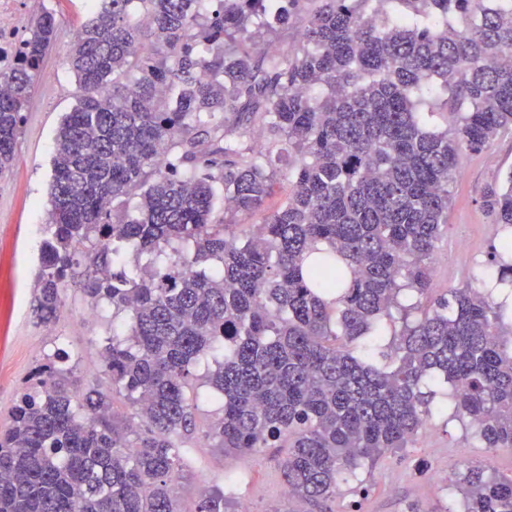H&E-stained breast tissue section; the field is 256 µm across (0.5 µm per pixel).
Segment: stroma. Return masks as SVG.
Segmentation results:
<instances>
[{
	"mask_svg": "<svg viewBox=\"0 0 512 512\" xmlns=\"http://www.w3.org/2000/svg\"><path fill=\"white\" fill-rule=\"evenodd\" d=\"M21 13L33 19L53 13L56 40L44 57L42 74L23 114L16 163L0 177V427L32 370L56 347L71 356L79 388L102 382L99 353L112 334V311L92 308L78 288L81 270L68 274L63 304L50 324L32 314L33 287L40 269L38 246L46 235L51 157L56 128L76 103L78 87L68 69V53L80 25L95 13L99 0H21ZM512 171V129L501 132L489 150L468 156L451 188L448 223L435 243L432 264L437 293L465 284L480 286L496 276L489 264L499 225L481 209L485 189ZM285 451L269 448L259 457L227 456L201 442L189 443L180 481L183 506L193 512L201 486L224 490V512H409L430 506L447 512L460 494L456 482L467 466L485 465L512 472V452L481 448L458 421L437 416L412 447L386 453L357 472L360 486L342 485L335 499L310 509L288 499L279 461ZM241 480L226 488L224 474Z\"/></svg>",
	"mask_w": 512,
	"mask_h": 512,
	"instance_id": "35a3bbf8",
	"label": "stroma"
}]
</instances>
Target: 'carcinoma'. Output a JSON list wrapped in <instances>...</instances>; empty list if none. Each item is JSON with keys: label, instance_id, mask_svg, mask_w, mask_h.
<instances>
[{"label": "carcinoma", "instance_id": "carcinoma-1", "mask_svg": "<svg viewBox=\"0 0 512 512\" xmlns=\"http://www.w3.org/2000/svg\"><path fill=\"white\" fill-rule=\"evenodd\" d=\"M202 2L102 0L70 49L33 312L55 319L82 266L84 296L127 320L100 354L111 387H75L63 349L32 371L0 430V512H181L191 440L287 449L288 496L317 507L416 440L440 382L438 411L512 450V307L435 294L431 266L461 158L512 128V0ZM296 22L286 55L245 44ZM54 32L40 14L0 71V176ZM221 201L266 215L230 234ZM482 208L507 229L491 283L512 284V171ZM204 386L222 398L209 418ZM459 485L452 512H512V474L471 466ZM195 512H224V491Z\"/></svg>", "mask_w": 512, "mask_h": 512}]
</instances>
